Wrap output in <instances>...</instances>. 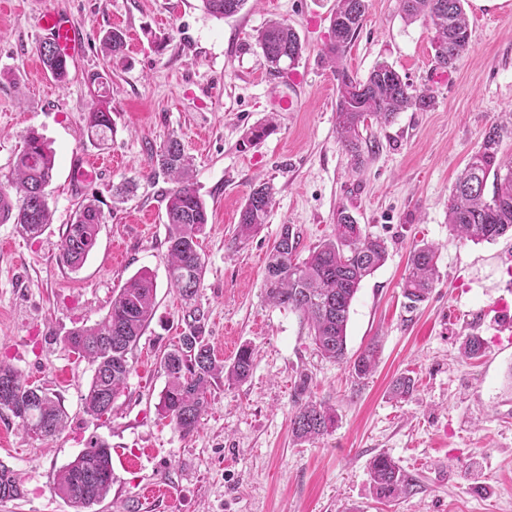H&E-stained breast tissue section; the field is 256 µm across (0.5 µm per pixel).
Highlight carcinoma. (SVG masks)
<instances>
[{"mask_svg": "<svg viewBox=\"0 0 512 512\" xmlns=\"http://www.w3.org/2000/svg\"><path fill=\"white\" fill-rule=\"evenodd\" d=\"M248 0H202L204 9L215 17L239 13ZM465 0H400L409 22L421 20L434 30L435 64L446 69L468 49L469 33ZM369 0H336L330 17L332 39L323 60L336 75V132L355 167L372 152V141L363 136L370 122L387 124L400 112L412 107L426 108L431 96L404 82L387 62L376 63L366 79L354 77L342 58L362 27ZM257 42L262 65L271 73H281V64L291 66L301 59L305 45L297 31L282 20H270L259 31ZM102 51L113 56L125 54L126 34L112 29L100 38ZM45 68L62 82L68 75V61L52 41L39 47ZM90 133L100 140L113 132L112 112L100 104L88 116ZM502 131L492 125L485 132L479 149L471 155L448 198V228L463 241H493L512 234V163L498 158ZM151 172L160 171L174 183L165 197L168 228L167 271L170 285L186 302L195 300L205 274L199 251V236L209 222L205 200L192 181V159L181 142L169 139L149 156ZM54 154L43 136L33 129L16 154L9 186H0V223L17 224L21 232L40 236L50 223L45 188L52 179ZM491 196H486L487 182ZM273 190L263 183L253 187L240 210L238 237L255 234L273 205ZM105 215L96 200L80 204L75 220L63 235L60 261L79 269L94 250ZM333 237L324 240L302 259L300 239L290 224L282 225L280 235L268 256L264 288L267 300L297 312L308 325L317 351L336 363L347 360V325L352 302L362 281L386 260L385 241L357 224L344 208L336 210ZM438 249L425 243L414 248L408 260L403 294L410 306L426 301L438 278ZM155 308V284L141 272L132 276L112 300L105 318L92 326L68 332L64 342L78 356L94 366L84 397L85 412L100 417L112 409L131 373L130 353L143 335ZM188 332L177 345L163 353L160 364L168 384L157 404L158 413L174 423L185 435L201 424L214 386L221 381L244 382L252 374L254 353L244 344L228 365L213 353L204 336L203 315L190 314ZM464 355H482L486 343L471 335L463 342ZM378 359L376 345L367 346L353 361L352 371L359 379L369 376ZM308 377L300 378L290 417L291 434L298 443L313 442L332 432L338 418L328 405L307 395ZM0 411H7L26 434L41 439L56 437L65 426L61 406L38 386L26 382L13 366L0 362ZM372 491L379 500H392L409 491L411 482L389 456L379 454L370 462ZM112 486V446L92 437L86 449L58 475L54 493L66 500L75 512H82L103 500ZM24 490L13 469L0 462V501L23 497Z\"/></svg>", "mask_w": 512, "mask_h": 512, "instance_id": "cac0c4a2", "label": "carcinoma"}]
</instances>
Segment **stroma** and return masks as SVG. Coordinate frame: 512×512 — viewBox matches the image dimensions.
Here are the masks:
<instances>
[{
	"mask_svg": "<svg viewBox=\"0 0 512 512\" xmlns=\"http://www.w3.org/2000/svg\"><path fill=\"white\" fill-rule=\"evenodd\" d=\"M335 0H248L217 18L201 0H14L0 13V184L15 153L37 129L55 153L46 188L52 222L38 238L0 224V361L46 389L69 416L49 441L0 415V462L19 476L20 499L0 512H74L55 495L54 479L90 437L112 447V486L88 512H512V237L462 242L448 229V197L485 131L504 128L499 158H512V0H467L469 49L436 83L432 33L406 22L398 0H370L344 66L366 78L376 63L428 91L429 108H410L370 125L375 142L360 171L336 135V77L322 53ZM68 14L84 45L66 82L45 69L38 29L48 10ZM272 19L288 22L306 44L290 75L270 76L255 42ZM127 34L123 60L106 57L99 39ZM97 83H89L90 75ZM301 90L297 111L280 98ZM115 132H87L98 103ZM273 121L259 144L247 131ZM178 138L194 160V183L210 220L200 238L205 275L196 300L217 359L251 345L254 368L242 383L215 387L197 432L181 434L156 405L167 383L160 365L190 321L167 279L164 197L172 183L152 175L151 151ZM98 161L97 177L75 184L78 158ZM136 187L123 203L112 193ZM275 203L250 239L236 235L241 206L258 184ZM97 199L106 216L95 249L77 270L59 260L62 235L79 203ZM384 239L385 263L361 284L347 328L350 358L377 344L379 362L365 380L349 362L316 352L301 317L264 297L269 251L282 225L309 251L333 235L338 208ZM438 248L439 280L428 300L407 308L401 282L414 247ZM156 283L155 315L132 352L133 370L110 414L83 410L92 365L63 343L92 325L135 274ZM486 342L466 360L465 336ZM415 382L393 399L392 381ZM338 415L331 435L313 444L291 437L289 416L300 380ZM389 455L412 492L381 502L370 491V462ZM159 495H149V488Z\"/></svg>",
	"mask_w": 512,
	"mask_h": 512,
	"instance_id": "35a3bbf8",
	"label": "stroma"
}]
</instances>
